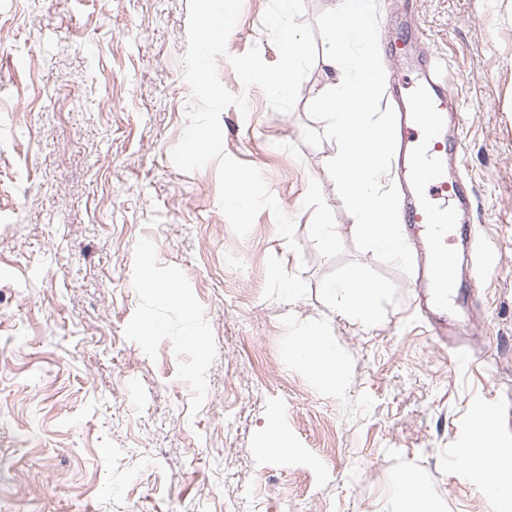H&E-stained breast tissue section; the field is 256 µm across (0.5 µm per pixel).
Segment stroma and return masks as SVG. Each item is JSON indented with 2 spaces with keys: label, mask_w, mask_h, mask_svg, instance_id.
I'll list each match as a JSON object with an SVG mask.
<instances>
[{
  "label": "stroma",
  "mask_w": 512,
  "mask_h": 512,
  "mask_svg": "<svg viewBox=\"0 0 512 512\" xmlns=\"http://www.w3.org/2000/svg\"><path fill=\"white\" fill-rule=\"evenodd\" d=\"M301 0L308 54L290 97L247 82L242 58L281 63L277 0H244L217 60L247 112L220 115L223 152L258 168L301 245L270 210L238 237L218 164L172 160L191 105L188 0H0V512H385L388 478L415 472L437 512H492L452 467L475 405H512V0H378L390 38L422 29L462 112L461 169L491 269L469 298V367L417 314L415 275L358 251L326 160L303 143L330 79ZM381 107L420 73L417 50L382 54ZM336 226L325 246L317 224ZM384 284L362 329L325 291L347 268ZM177 275L176 300L142 288ZM297 277L287 300L280 278ZM155 319L163 334H147ZM197 328L206 354L179 341ZM313 325L342 357V393L289 361ZM279 411L291 455L264 450Z\"/></svg>",
  "instance_id": "35a3bbf8"
}]
</instances>
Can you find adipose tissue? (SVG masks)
<instances>
[{"instance_id": "1", "label": "adipose tissue", "mask_w": 512, "mask_h": 512, "mask_svg": "<svg viewBox=\"0 0 512 512\" xmlns=\"http://www.w3.org/2000/svg\"><path fill=\"white\" fill-rule=\"evenodd\" d=\"M299 0H280L275 22L282 31V64L270 72L248 63L244 69L247 81L266 88L277 98L290 96L296 72L304 63L307 51L303 39L293 24ZM384 287L359 269L346 271L326 286L334 299L337 312L345 319L364 327H375L380 321L378 299ZM285 350L289 357L300 361L324 386L337 388L342 358L335 344L317 328L308 326L289 337ZM475 442L457 448L454 457L458 465L475 475L496 471L494 481L484 483L482 492L493 512H512V448L501 445L493 433V424L482 408L474 410ZM429 492L419 477L400 472L389 481L386 512H429Z\"/></svg>"}]
</instances>
